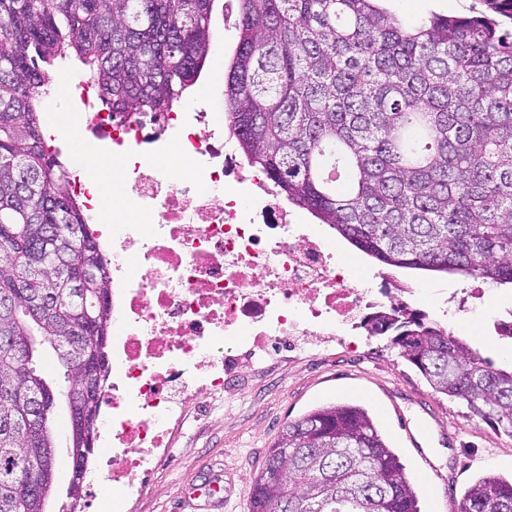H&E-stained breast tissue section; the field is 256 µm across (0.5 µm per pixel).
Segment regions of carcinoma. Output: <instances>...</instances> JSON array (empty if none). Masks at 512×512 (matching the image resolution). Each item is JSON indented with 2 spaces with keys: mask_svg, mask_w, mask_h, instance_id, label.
<instances>
[{
  "mask_svg": "<svg viewBox=\"0 0 512 512\" xmlns=\"http://www.w3.org/2000/svg\"><path fill=\"white\" fill-rule=\"evenodd\" d=\"M218 0H0V512H46L58 396L82 397L81 360L110 374L99 336L112 273L46 146L41 111L75 57L108 111L156 121L183 103L211 48ZM225 121L249 166L289 203L390 267L512 285V30L487 14L408 27L381 0H238ZM369 335L430 388L512 432V370L421 313L389 309ZM47 348L70 386L53 388ZM41 468V493L17 478ZM248 512H420L368 411L318 407L288 422L250 484ZM460 512H512L488 475Z\"/></svg>",
  "mask_w": 512,
  "mask_h": 512,
  "instance_id": "cac0c4a2",
  "label": "carcinoma"
}]
</instances>
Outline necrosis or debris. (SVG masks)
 I'll return each instance as SVG.
<instances>
[{
    "instance_id": "obj_1",
    "label": "necrosis or debris",
    "mask_w": 512,
    "mask_h": 512,
    "mask_svg": "<svg viewBox=\"0 0 512 512\" xmlns=\"http://www.w3.org/2000/svg\"><path fill=\"white\" fill-rule=\"evenodd\" d=\"M78 126L122 161L121 208L149 225L106 230L112 257V385L105 391L98 465L84 472L99 498H142L189 408L232 410L241 381L273 358H305L311 345L351 348L363 323L397 294H375L303 225L259 170L246 169L232 137L206 111L129 122L86 103ZM194 161L174 176L158 162L169 143Z\"/></svg>"
}]
</instances>
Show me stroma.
<instances>
[{
  "label": "stroma",
  "mask_w": 512,
  "mask_h": 512,
  "mask_svg": "<svg viewBox=\"0 0 512 512\" xmlns=\"http://www.w3.org/2000/svg\"><path fill=\"white\" fill-rule=\"evenodd\" d=\"M387 7L408 25L433 14L472 16L485 12L482 0H389ZM236 5L226 6L212 24L213 54L208 65L227 64L237 43ZM297 223L335 242L336 258L376 287L398 283L413 289L412 308L426 313L493 367L511 363L512 339L499 336L498 320L512 313V288L459 275L397 269L379 279L378 262L367 257L328 225L293 208ZM485 288L491 303L464 298L466 288ZM354 402L373 415L377 428L399 456L419 497L421 512H457L464 489L485 473L512 477V435L467 415L465 403L434 393L397 348L383 338L366 347L337 352L328 359L288 360L263 375L242 398L239 409L200 425L160 467L136 512H247L250 481L264 466L267 451L283 427L313 407ZM57 448L53 479L56 493L47 512H59L67 500L71 460L66 448L70 429L66 401L54 413Z\"/></svg>",
  "instance_id": "stroma-1"
}]
</instances>
